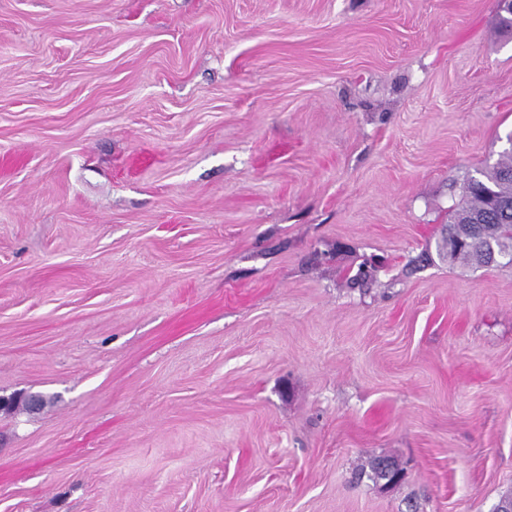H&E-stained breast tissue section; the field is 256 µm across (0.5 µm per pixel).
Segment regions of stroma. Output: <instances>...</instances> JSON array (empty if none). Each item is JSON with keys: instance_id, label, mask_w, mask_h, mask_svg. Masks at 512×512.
<instances>
[{"instance_id": "35a3bbf8", "label": "stroma", "mask_w": 512, "mask_h": 512, "mask_svg": "<svg viewBox=\"0 0 512 512\" xmlns=\"http://www.w3.org/2000/svg\"><path fill=\"white\" fill-rule=\"evenodd\" d=\"M498 14L0 0V512H494L512 266L420 256L512 146Z\"/></svg>"}]
</instances>
